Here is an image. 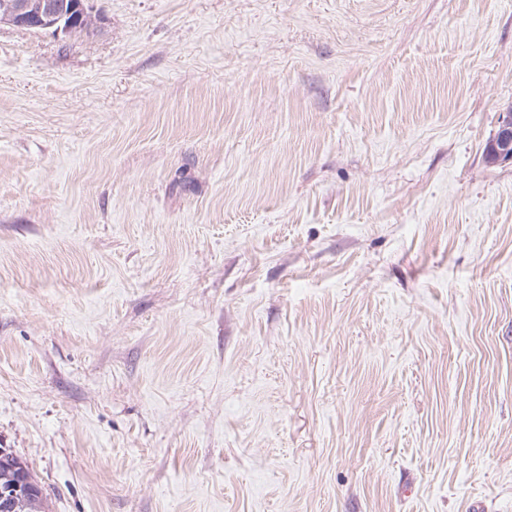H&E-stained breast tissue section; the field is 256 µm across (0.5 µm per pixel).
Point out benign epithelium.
<instances>
[{"instance_id":"benign-epithelium-1","label":"benign epithelium","mask_w":512,"mask_h":512,"mask_svg":"<svg viewBox=\"0 0 512 512\" xmlns=\"http://www.w3.org/2000/svg\"><path fill=\"white\" fill-rule=\"evenodd\" d=\"M77 11L85 14L93 11V7L87 0H0V25L50 31L65 37ZM488 154L495 160H512V113L502 118Z\"/></svg>"}]
</instances>
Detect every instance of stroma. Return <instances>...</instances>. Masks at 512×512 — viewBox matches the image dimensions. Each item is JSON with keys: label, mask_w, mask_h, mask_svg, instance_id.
Wrapping results in <instances>:
<instances>
[{"label": "stroma", "mask_w": 512, "mask_h": 512, "mask_svg": "<svg viewBox=\"0 0 512 512\" xmlns=\"http://www.w3.org/2000/svg\"><path fill=\"white\" fill-rule=\"evenodd\" d=\"M0 26V448L50 512H512V0H91ZM77 11L84 17L87 12L93 11V7L89 1L82 0H2L0 25L28 28L36 32L50 31L63 38L70 31L68 38L77 39L97 28L92 19L84 18L70 30L76 17L72 15ZM487 151L494 160H512V113L508 112L502 118L500 129Z\"/></svg>", "instance_id": "35a3bbf8"}]
</instances>
